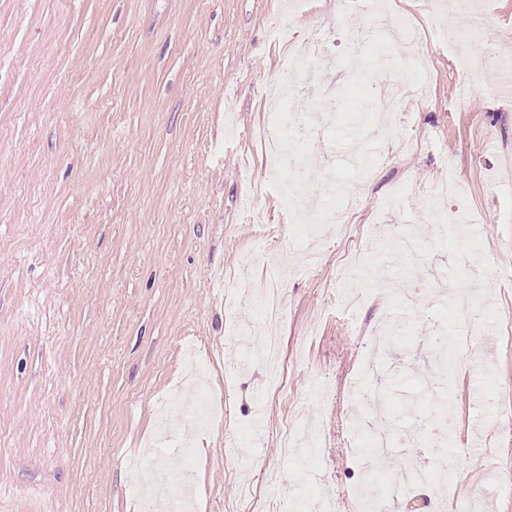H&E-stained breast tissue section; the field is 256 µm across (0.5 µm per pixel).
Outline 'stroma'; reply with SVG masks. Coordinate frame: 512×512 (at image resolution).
<instances>
[{
  "label": "stroma",
  "instance_id": "1",
  "mask_svg": "<svg viewBox=\"0 0 512 512\" xmlns=\"http://www.w3.org/2000/svg\"><path fill=\"white\" fill-rule=\"evenodd\" d=\"M394 0L391 23L427 38V97L394 91L381 158L355 186L358 202L313 234L318 261L292 242L279 191L266 189L255 224L248 176L266 175L254 131L279 98L284 50L268 23L290 0H0V512H135L142 475L126 462L156 446L163 473L179 433L159 441L156 408L192 385L184 357L208 367L223 421L190 438L195 512H299L296 474L307 460L284 452L289 425L318 416L321 488L353 512L361 473L351 405L366 336L408 325L374 380L401 414L426 365L433 329L455 330L451 304H401L440 272L488 287L469 324L489 371L447 372L457 418L448 448L464 449L446 492L465 507L512 512V440L495 458L469 450L485 413L512 421V104L492 96L498 71L478 72L448 35V20L480 19L512 54V0ZM333 27L319 72L339 89L359 67L354 34L336 0H304L293 31ZM467 104L456 101L465 82ZM463 200L442 209L479 235L461 251L437 237L423 192L448 176ZM427 245L422 266L378 285L381 257L407 258L405 226ZM280 336L283 366L226 371L236 346Z\"/></svg>",
  "mask_w": 512,
  "mask_h": 512
}]
</instances>
